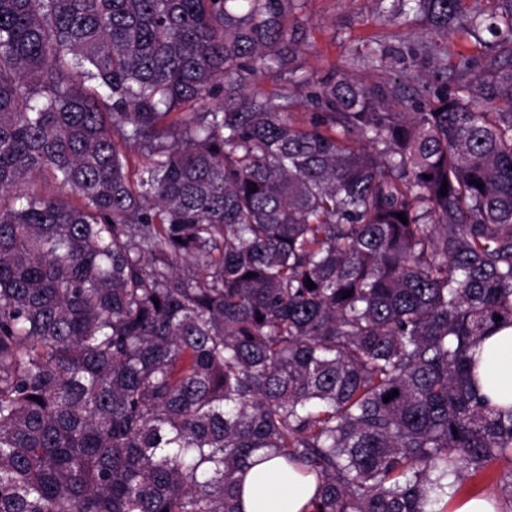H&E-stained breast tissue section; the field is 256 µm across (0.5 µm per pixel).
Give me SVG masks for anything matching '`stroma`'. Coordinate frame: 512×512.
Instances as JSON below:
<instances>
[{
    "instance_id": "35a3bbf8",
    "label": "stroma",
    "mask_w": 512,
    "mask_h": 512,
    "mask_svg": "<svg viewBox=\"0 0 512 512\" xmlns=\"http://www.w3.org/2000/svg\"><path fill=\"white\" fill-rule=\"evenodd\" d=\"M303 23L298 32L303 66L315 81L334 74H347L367 84L393 80V69L371 70L360 63L367 46L376 40L395 56L407 54L423 41L434 44L452 69L460 54L469 55L477 66L486 57L480 38L463 33L444 36L428 32L419 21L384 19L379 0H305Z\"/></svg>"
}]
</instances>
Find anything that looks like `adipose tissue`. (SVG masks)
I'll return each instance as SVG.
<instances>
[{
  "label": "adipose tissue",
  "instance_id": "adipose-tissue-1",
  "mask_svg": "<svg viewBox=\"0 0 512 512\" xmlns=\"http://www.w3.org/2000/svg\"><path fill=\"white\" fill-rule=\"evenodd\" d=\"M483 393L497 405L512 404V327L486 337L476 353ZM316 489L314 476L283 469L274 459L252 468L240 494L241 512H304Z\"/></svg>",
  "mask_w": 512,
  "mask_h": 512
}]
</instances>
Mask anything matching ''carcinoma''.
<instances>
[{"label": "carcinoma", "mask_w": 512, "mask_h": 512, "mask_svg": "<svg viewBox=\"0 0 512 512\" xmlns=\"http://www.w3.org/2000/svg\"><path fill=\"white\" fill-rule=\"evenodd\" d=\"M229 2L0 0V512H241L265 448L310 512H444L512 459V0H380L491 36L452 94L425 43L296 82L304 0ZM475 358L482 392L493 404L512 405V327L487 336Z\"/></svg>", "instance_id": "cac0c4a2"}]
</instances>
